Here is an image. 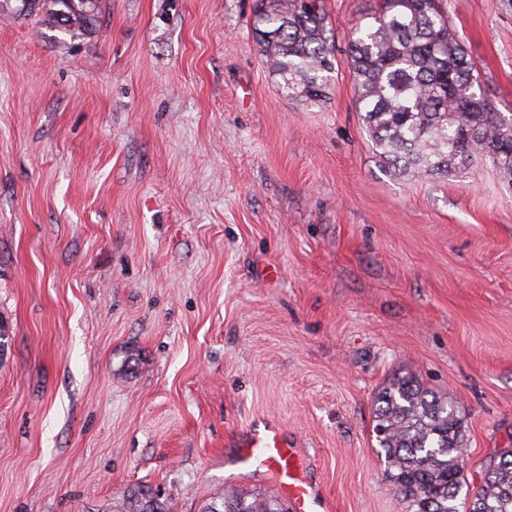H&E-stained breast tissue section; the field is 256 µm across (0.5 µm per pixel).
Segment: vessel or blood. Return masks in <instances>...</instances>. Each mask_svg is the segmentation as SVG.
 I'll list each match as a JSON object with an SVG mask.
<instances>
[{"instance_id":"b4317fda","label":"vessel or blood","mask_w":512,"mask_h":512,"mask_svg":"<svg viewBox=\"0 0 512 512\" xmlns=\"http://www.w3.org/2000/svg\"><path fill=\"white\" fill-rule=\"evenodd\" d=\"M254 459L275 475L278 489L292 512H330L327 502L306 479L299 451L288 447L275 430L256 434L245 444L240 454L241 462Z\"/></svg>"}]
</instances>
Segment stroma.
Here are the masks:
<instances>
[{
	"mask_svg": "<svg viewBox=\"0 0 512 512\" xmlns=\"http://www.w3.org/2000/svg\"><path fill=\"white\" fill-rule=\"evenodd\" d=\"M378 0H324L344 56ZM512 117V0H448ZM254 0H102L73 37L0 11V512H170L276 493L272 425L333 512H405L372 436L415 372L457 401L464 473L512 447V180L412 179L351 72L280 94ZM129 510L126 512H165L162 503L142 488L130 491Z\"/></svg>",
	"mask_w": 512,
	"mask_h": 512,
	"instance_id": "obj_1",
	"label": "stroma"
}]
</instances>
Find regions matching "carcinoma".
Masks as SVG:
<instances>
[{"label": "carcinoma", "mask_w": 512, "mask_h": 512, "mask_svg": "<svg viewBox=\"0 0 512 512\" xmlns=\"http://www.w3.org/2000/svg\"><path fill=\"white\" fill-rule=\"evenodd\" d=\"M35 15L76 37L94 24L100 0H20ZM256 45L290 99L318 106L330 74L353 75L357 110L379 155L411 178H434L489 159L512 176V119L489 106L475 63L441 0H379L370 21L350 28L348 57L335 54V34L318 0H257ZM375 440L387 480L408 512H512V448L487 464L479 486L464 479L463 424L451 397L424 387L411 373L379 392ZM127 512H165L141 488ZM202 512H285L268 494L230 492Z\"/></svg>", "instance_id": "obj_1"}]
</instances>
